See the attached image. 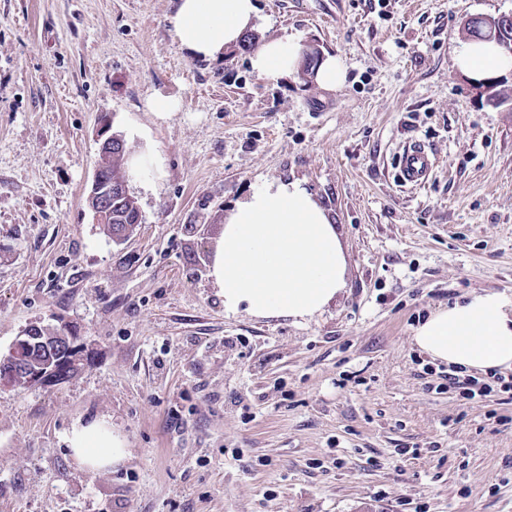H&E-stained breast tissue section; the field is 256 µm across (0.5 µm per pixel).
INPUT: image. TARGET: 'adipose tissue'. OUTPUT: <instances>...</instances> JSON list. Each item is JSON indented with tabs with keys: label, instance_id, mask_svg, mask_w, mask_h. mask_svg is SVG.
Returning <instances> with one entry per match:
<instances>
[{
	"label": "adipose tissue",
	"instance_id": "obj_1",
	"mask_svg": "<svg viewBox=\"0 0 512 512\" xmlns=\"http://www.w3.org/2000/svg\"><path fill=\"white\" fill-rule=\"evenodd\" d=\"M255 0H178L169 21L182 50L207 60L255 30ZM302 50L292 37L264 39L251 56L261 77L276 82L296 73ZM457 69L479 81L512 70V55L494 42L461 41ZM347 259L327 210L300 183L272 180L238 201L224 220L210 276L225 311L260 318H305L344 288ZM417 347L465 371L512 370V300L486 292L438 309L414 330ZM79 467L104 470L127 455L98 420L77 425L69 439Z\"/></svg>",
	"mask_w": 512,
	"mask_h": 512
}]
</instances>
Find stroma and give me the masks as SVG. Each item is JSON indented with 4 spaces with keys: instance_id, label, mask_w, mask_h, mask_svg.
Wrapping results in <instances>:
<instances>
[{
    "instance_id": "stroma-1",
    "label": "stroma",
    "mask_w": 512,
    "mask_h": 512,
    "mask_svg": "<svg viewBox=\"0 0 512 512\" xmlns=\"http://www.w3.org/2000/svg\"><path fill=\"white\" fill-rule=\"evenodd\" d=\"M257 2V39L340 56L344 84L192 58L174 0H0V356L70 323L89 357L0 387V512H512V395L462 398L412 340L456 298L512 297V102L453 61L512 0ZM105 124L154 160L120 241L87 204ZM415 141L437 160L421 189L395 176ZM272 179L345 250L310 318L225 312L210 277L230 208ZM95 418L129 451L101 472L65 442Z\"/></svg>"
}]
</instances>
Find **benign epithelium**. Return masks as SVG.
<instances>
[{"instance_id":"benign-epithelium-1","label":"benign epithelium","mask_w":512,"mask_h":512,"mask_svg":"<svg viewBox=\"0 0 512 512\" xmlns=\"http://www.w3.org/2000/svg\"><path fill=\"white\" fill-rule=\"evenodd\" d=\"M88 199L96 204L92 209L96 222L112 223V181L106 179L99 168L94 173ZM77 340L76 332L65 326L50 330L37 324L29 326L0 359V386L11 387L18 379L30 387L57 381L58 365L66 361L76 364L81 359V345ZM44 350L56 353L57 359L50 362L34 359Z\"/></svg>"}]
</instances>
